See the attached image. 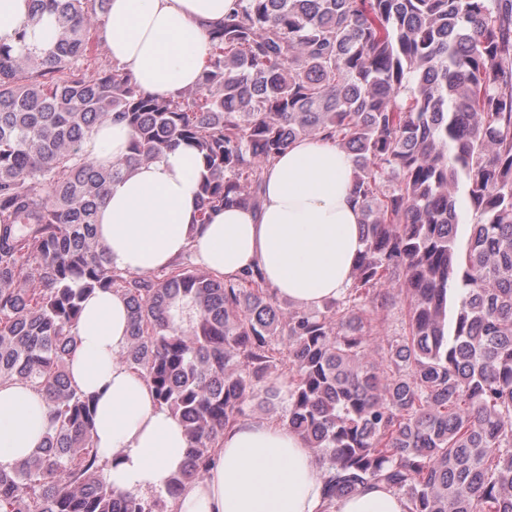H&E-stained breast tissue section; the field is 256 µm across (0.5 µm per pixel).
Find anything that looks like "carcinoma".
I'll use <instances>...</instances> for the list:
<instances>
[{"label":"carcinoma","mask_w":512,"mask_h":512,"mask_svg":"<svg viewBox=\"0 0 512 512\" xmlns=\"http://www.w3.org/2000/svg\"><path fill=\"white\" fill-rule=\"evenodd\" d=\"M108 2L31 0L54 42L29 50L23 28L0 43V382L49 409L40 452L0 469V512H171L224 430L281 397L330 499L383 483L408 512H512V0H238L197 87L168 100L116 66L87 71ZM108 121L132 137L104 169L85 144ZM309 137L354 160L363 250L341 298L285 313L260 270L224 278L188 253L157 275L110 266L96 213L123 173L193 145L205 224L258 208L267 164ZM96 290L127 299L121 359L188 434L149 497L105 482L93 400L69 381ZM400 298L381 368L366 306Z\"/></svg>","instance_id":"cac0c4a2"}]
</instances>
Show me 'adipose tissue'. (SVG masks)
Instances as JSON below:
<instances>
[{"instance_id":"adipose-tissue-1","label":"adipose tissue","mask_w":512,"mask_h":512,"mask_svg":"<svg viewBox=\"0 0 512 512\" xmlns=\"http://www.w3.org/2000/svg\"><path fill=\"white\" fill-rule=\"evenodd\" d=\"M235 0H110L101 35L116 66L144 93L170 98L195 86L208 33L234 11ZM30 0H0V41L30 26L29 47L56 36L52 14L30 24ZM122 123L94 128L85 149L111 166L125 154ZM202 159L180 145L111 182L96 215V233L113 269L154 273L192 253L211 273L234 277L260 269L280 298L319 309L343 296L363 248L361 212L353 197L354 162L344 149L314 138L296 140L264 171L259 209L229 203L199 222ZM72 386L96 405L92 438L118 492L151 494L165 487L184 460L187 436L158 405L140 372L122 362L129 309L115 291L82 302ZM48 408L27 383H0V469L35 455ZM173 512H408L407 500L369 484L327 502L323 471L301 435L274 421H245L224 433L208 475L186 481Z\"/></svg>"}]
</instances>
